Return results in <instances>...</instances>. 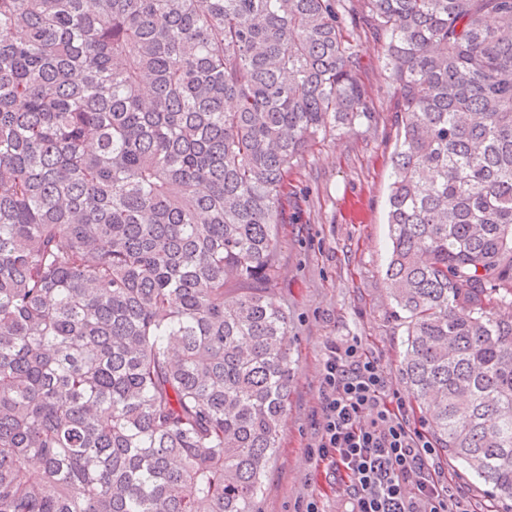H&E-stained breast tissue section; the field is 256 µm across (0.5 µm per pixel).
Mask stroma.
Returning <instances> with one entry per match:
<instances>
[{
    "instance_id": "stroma-1",
    "label": "stroma",
    "mask_w": 512,
    "mask_h": 512,
    "mask_svg": "<svg viewBox=\"0 0 512 512\" xmlns=\"http://www.w3.org/2000/svg\"><path fill=\"white\" fill-rule=\"evenodd\" d=\"M355 22L358 78L375 107L371 122L336 134L289 172L286 222L279 228L281 277L275 298L288 312L293 382L281 439L270 464L262 512H296L316 499L343 512L344 482L312 450L320 418L321 378L331 341L356 337L380 357L392 392L413 425L425 421L403 371L405 326L386 293V204L396 128L382 44L365 24L363 0H346Z\"/></svg>"
}]
</instances>
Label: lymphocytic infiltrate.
Masks as SVG:
<instances>
[{
    "mask_svg": "<svg viewBox=\"0 0 512 512\" xmlns=\"http://www.w3.org/2000/svg\"><path fill=\"white\" fill-rule=\"evenodd\" d=\"M315 454L351 488L349 512H475L448 483L432 441L391 395L378 357L358 339L331 342Z\"/></svg>",
    "mask_w": 512,
    "mask_h": 512,
    "instance_id": "f902f5d3",
    "label": "lymphocytic infiltrate"
}]
</instances>
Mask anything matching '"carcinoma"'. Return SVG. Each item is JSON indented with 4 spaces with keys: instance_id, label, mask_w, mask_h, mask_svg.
<instances>
[{
    "instance_id": "carcinoma-1",
    "label": "carcinoma",
    "mask_w": 512,
    "mask_h": 512,
    "mask_svg": "<svg viewBox=\"0 0 512 512\" xmlns=\"http://www.w3.org/2000/svg\"><path fill=\"white\" fill-rule=\"evenodd\" d=\"M343 0H0V512H259L288 172L373 102ZM404 370L512 501V0H365Z\"/></svg>"
}]
</instances>
